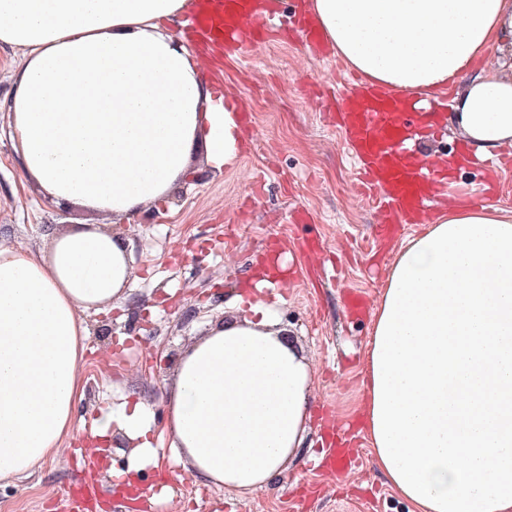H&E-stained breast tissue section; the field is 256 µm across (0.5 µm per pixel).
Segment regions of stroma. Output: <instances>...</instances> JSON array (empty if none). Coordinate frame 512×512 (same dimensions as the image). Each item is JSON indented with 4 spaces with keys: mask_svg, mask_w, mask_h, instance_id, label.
<instances>
[{
    "mask_svg": "<svg viewBox=\"0 0 512 512\" xmlns=\"http://www.w3.org/2000/svg\"><path fill=\"white\" fill-rule=\"evenodd\" d=\"M336 57L305 52L278 39L224 60V92L250 113L251 131L236 168L188 178L173 208L140 218L127 235L134 280L125 301L87 316L90 336L82 365L85 393L76 419L111 406L114 395L165 406L168 379L178 356L210 320L235 312V298L271 240L297 272L291 287L264 290L279 304L289 336L314 357L306 445L283 477L249 495L252 512H410L379 473L366 437L355 439L353 473L317 464L325 426L352 427L363 400L361 372L371 317L348 318V293L379 299L393 248L374 240L375 213L352 192L353 167L341 132L325 117L348 75ZM0 128V248L39 255L46 232L93 223L80 209L47 205L24 181ZM303 207L310 224L291 223ZM126 335L124 346L114 338ZM86 431L66 443L62 457L47 459L21 480H0V512H60L72 469L107 479L82 449ZM141 487L168 486L184 512H238L239 499L190 477L153 469Z\"/></svg>",
    "mask_w": 512,
    "mask_h": 512,
    "instance_id": "35a3bbf8",
    "label": "stroma"
}]
</instances>
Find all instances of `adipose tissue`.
Segmentation results:
<instances>
[{"label": "adipose tissue", "instance_id": "adipose-tissue-1", "mask_svg": "<svg viewBox=\"0 0 512 512\" xmlns=\"http://www.w3.org/2000/svg\"><path fill=\"white\" fill-rule=\"evenodd\" d=\"M194 0H0V47L19 64L0 103L42 200L111 216L33 258L0 248V480L59 455L75 431L85 312L134 276L122 222L169 205L198 168L234 167L236 99L182 33ZM337 57L383 87L434 96L473 154L512 145V0H311ZM449 208L402 241L372 313L360 424L412 512H512V212L449 184ZM177 360L166 420L141 400L100 410L92 442L135 441L113 487L160 468L169 444L194 479L243 497L285 474L305 440L311 359L259 289Z\"/></svg>", "mask_w": 512, "mask_h": 512}]
</instances>
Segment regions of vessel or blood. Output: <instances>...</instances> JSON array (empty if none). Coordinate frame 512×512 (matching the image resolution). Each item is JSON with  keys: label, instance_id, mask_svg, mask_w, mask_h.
Returning a JSON list of instances; mask_svg holds the SVG:
<instances>
[{"label": "vessel or blood", "instance_id": "vessel-or-blood-1", "mask_svg": "<svg viewBox=\"0 0 512 512\" xmlns=\"http://www.w3.org/2000/svg\"><path fill=\"white\" fill-rule=\"evenodd\" d=\"M269 21L262 0H211L207 14L187 15L185 30L213 53L241 54L269 40ZM420 115L404 94L361 79L338 105L336 123L356 167L357 190L378 212L375 236L429 222L431 199L448 186L439 156L414 157ZM90 495L83 479H76L62 501L65 512H86Z\"/></svg>", "mask_w": 512, "mask_h": 512}]
</instances>
